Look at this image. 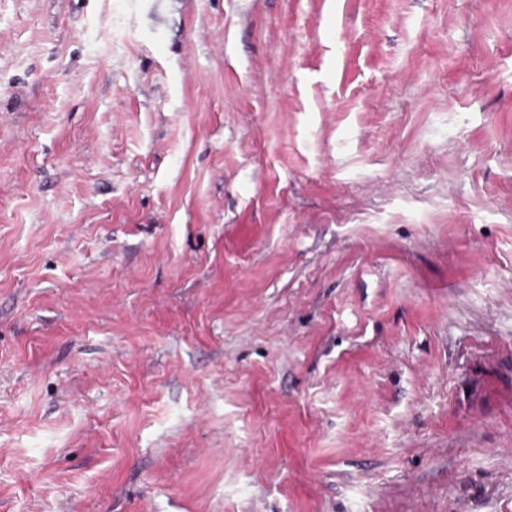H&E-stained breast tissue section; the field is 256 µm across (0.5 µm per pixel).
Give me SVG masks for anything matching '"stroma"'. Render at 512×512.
<instances>
[{"label": "stroma", "mask_w": 512, "mask_h": 512, "mask_svg": "<svg viewBox=\"0 0 512 512\" xmlns=\"http://www.w3.org/2000/svg\"><path fill=\"white\" fill-rule=\"evenodd\" d=\"M0 512H512V0H0Z\"/></svg>", "instance_id": "35a3bbf8"}]
</instances>
